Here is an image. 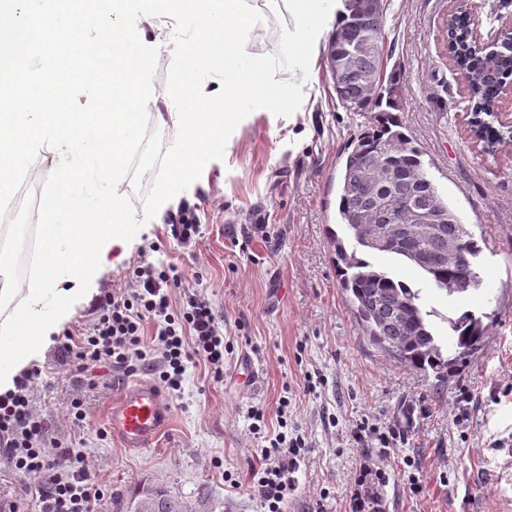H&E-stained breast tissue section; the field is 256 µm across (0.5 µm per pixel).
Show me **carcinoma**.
<instances>
[{
  "instance_id": "cac0c4a2",
  "label": "carcinoma",
  "mask_w": 512,
  "mask_h": 512,
  "mask_svg": "<svg viewBox=\"0 0 512 512\" xmlns=\"http://www.w3.org/2000/svg\"><path fill=\"white\" fill-rule=\"evenodd\" d=\"M341 23L331 40L343 51L344 74L334 85L338 102L347 110L377 109L373 126L352 141L342 171L338 202V223L345 237L332 233L340 261L341 286L369 336L407 366L445 382L471 356L485 336L483 319L466 311L447 318L452 331V352L443 351L433 334L429 317L420 304L419 291L392 273L375 267L358 251L373 252L375 233L396 235L404 231L402 244L389 254L424 274L448 296L482 288L480 257L486 246L463 224L455 210L429 178L423 152L400 130L391 109L398 106L396 74L386 75L387 58L373 56L360 46L385 38L384 15L365 13L354 19V5L343 0ZM460 65L469 78L471 95L479 111L494 106L495 88L512 76V62L501 59L484 63L467 55L469 32L463 22L452 19ZM436 209L447 218L441 242L431 239L422 224H412L409 207ZM463 282L465 288L455 284ZM185 512L182 503L161 491H137L117 507L118 512Z\"/></svg>"
}]
</instances>
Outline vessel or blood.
<instances>
[{"label":"vessel or blood","mask_w":512,"mask_h":512,"mask_svg":"<svg viewBox=\"0 0 512 512\" xmlns=\"http://www.w3.org/2000/svg\"><path fill=\"white\" fill-rule=\"evenodd\" d=\"M170 420L162 388L142 378L123 388L106 415L107 426L123 447H152Z\"/></svg>","instance_id":"vessel-or-blood-1"}]
</instances>
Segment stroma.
<instances>
[{"label": "stroma", "instance_id": "obj_1", "mask_svg": "<svg viewBox=\"0 0 512 512\" xmlns=\"http://www.w3.org/2000/svg\"><path fill=\"white\" fill-rule=\"evenodd\" d=\"M386 2L387 66L400 74L402 129L424 150L439 191L486 241L477 292L449 298L415 269L401 266L397 274L440 313V337L448 335L445 314L487 313L480 349L441 383L375 343L356 317L337 276L330 230L342 162L373 114L339 104L326 58L318 56L299 110L289 117L250 113L222 160L207 163L183 191L181 205L202 226L195 252L168 238V212L114 247L92 280L100 293L123 286L128 263L144 257L179 267L188 287L204 285L235 346L223 382L212 381L205 367L188 369L179 397L169 400V425L152 448L138 451L95 436L127 377L77 382L55 343L63 329L80 332L92 319V301L78 300L31 362L51 374L50 388L30 391L49 440L73 439L67 406L77 395L85 402L87 446L104 487L98 512H113L138 488L167 491L186 512H264L250 490L264 444L250 429L251 413L263 412L274 430L283 404L289 425L309 444L284 512H355L374 491L382 512H512V145L488 153L468 124V84L448 56L455 0ZM248 3L263 21L247 51L277 53L282 29L295 25L284 0ZM469 3L481 43H495L512 23V0ZM143 27L158 49L153 84L162 89L176 25L154 17ZM465 393L470 402L463 406ZM391 430L401 441L381 447L379 435ZM228 472L237 487L225 483Z\"/></svg>", "mask_w": 512, "mask_h": 512}]
</instances>
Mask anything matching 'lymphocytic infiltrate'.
Wrapping results in <instances>:
<instances>
[{
    "mask_svg": "<svg viewBox=\"0 0 512 512\" xmlns=\"http://www.w3.org/2000/svg\"><path fill=\"white\" fill-rule=\"evenodd\" d=\"M130 284L104 292L96 316L80 336L66 333L59 352L70 372L88 377L94 369L132 375L151 372L168 393L180 391L189 366L202 365L214 379L224 374V355L233 349L224 337V319L212 302L184 288L177 268L138 261ZM182 290L180 305L171 293ZM42 379L34 369L16 382L15 391L0 395V457L31 484L15 498L0 497V512H20L22 497H35L39 512H97L103 496L92 476L93 461L85 441L57 445L48 451L46 426L30 406L28 390ZM279 432L267 435L261 463L251 473V490L267 512H282L295 489L294 473L306 441L287 436L286 419Z\"/></svg>",
    "mask_w": 512,
    "mask_h": 512,
    "instance_id": "f902f5d3",
    "label": "lymphocytic infiltrate"
}]
</instances>
